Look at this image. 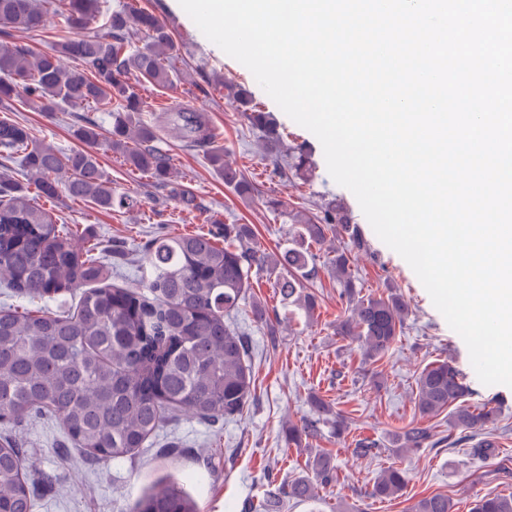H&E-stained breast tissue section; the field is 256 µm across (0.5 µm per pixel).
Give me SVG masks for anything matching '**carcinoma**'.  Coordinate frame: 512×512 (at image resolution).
I'll use <instances>...</instances> for the list:
<instances>
[{"label":"carcinoma","mask_w":512,"mask_h":512,"mask_svg":"<svg viewBox=\"0 0 512 512\" xmlns=\"http://www.w3.org/2000/svg\"><path fill=\"white\" fill-rule=\"evenodd\" d=\"M54 16L64 17L73 36L51 52L27 43L0 44V105L18 102L37 112H105V128L82 117L71 133L78 145L67 151L38 143L30 127L0 116V157L15 161L21 182L0 171V279L32 301L82 289L71 312L60 314L0 308V426L22 429L38 416L59 423L87 459L118 460L143 447L171 417L185 411L216 423L241 414L251 397L248 339L225 320L238 310L252 270L283 267L276 288L284 302L317 306L310 283L318 276L314 245L328 236L347 242L330 259L349 315L337 334L364 345V361L388 354L405 328L402 302L393 296H358L349 255L370 249L352 226L348 207L337 200L314 212H290L288 246L271 256L257 245L248 224H222L208 233L156 238L142 247L140 283L113 288L99 265L97 244L75 248L67 225L38 203L65 196L103 211L137 205L112 189L99 163L102 151L123 154L134 171L164 187L182 210L203 209L194 189L170 179L169 154L157 146L155 127L142 122L144 102L136 83L168 88L175 43L154 11L119 5L101 15L97 0H0V34L38 32ZM142 46L134 47V39ZM252 126L263 133L266 160L283 177L304 181L314 170L302 149L282 150L273 114L245 89L236 93ZM178 137L202 148L213 167L241 198L254 188L224 164V147L205 117L189 108L166 113ZM468 375L447 362L426 365L416 377L421 416L450 410L448 447H469L478 460L498 457V443L482 436L495 411L469 403ZM314 412L288 424V443L300 445L330 424L343 436L348 421L319 399ZM411 450L435 448L432 428L412 423L397 436ZM312 476L288 484L291 499L305 500L336 481L333 456L320 453ZM406 471L392 466L376 478L369 496L387 500L403 489ZM48 477L32 478L24 449L0 437V512H31L32 497ZM135 512H198L194 499L175 481L143 495ZM412 512H456L445 494L419 499ZM470 512H512V492L473 501Z\"/></svg>","instance_id":"1"}]
</instances>
